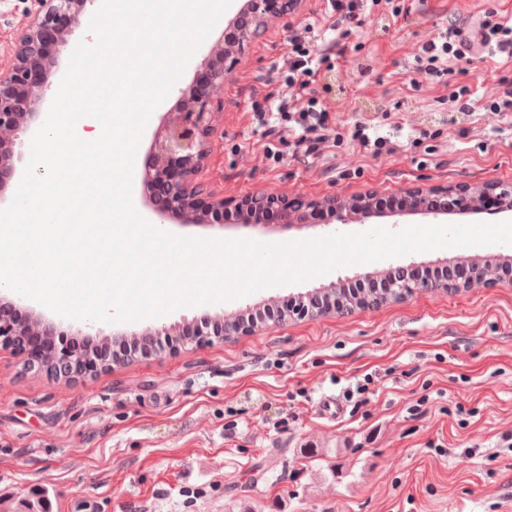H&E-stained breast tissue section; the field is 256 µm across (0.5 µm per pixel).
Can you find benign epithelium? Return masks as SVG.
Segmentation results:
<instances>
[{
  "label": "benign epithelium",
  "mask_w": 512,
  "mask_h": 512,
  "mask_svg": "<svg viewBox=\"0 0 512 512\" xmlns=\"http://www.w3.org/2000/svg\"><path fill=\"white\" fill-rule=\"evenodd\" d=\"M95 0H39V9L25 23L12 45V64L0 73V203L5 200L17 173L16 151L19 134L42 125L43 105L53 87L51 77L59 69L57 48L67 42ZM301 0H246L217 40L197 64L198 78L180 91L164 131L155 135L146 158L144 183L150 188L148 204L159 220L175 218L182 224H223L233 213L240 224H261L272 212L284 227L306 223L307 212L325 209L346 224L371 217L425 215L438 218L447 209L432 202L448 200L462 211H512V196L497 191L492 184L407 188L401 193L406 205L400 210L377 212L380 197L376 190L348 197L336 193L320 201L303 196L292 198L261 192L239 201L217 197L196 180L204 165L215 131V115L224 111L220 96L224 82L241 61L245 45L264 35L272 21L296 15ZM475 279L428 278L415 283L412 293L465 290ZM203 327L191 332L187 342L203 336H235L250 333L259 323L222 316L204 317ZM58 326L41 315L24 314L0 294V344L19 353L28 352L33 336H60ZM79 359L69 347L50 348L35 356L53 378Z\"/></svg>",
  "instance_id": "obj_1"
}]
</instances>
